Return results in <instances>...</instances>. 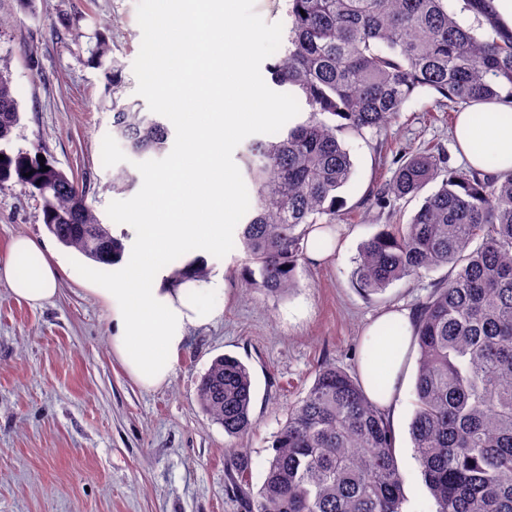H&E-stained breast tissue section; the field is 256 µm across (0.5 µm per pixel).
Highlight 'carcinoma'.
<instances>
[{"instance_id":"1","label":"carcinoma","mask_w":512,"mask_h":512,"mask_svg":"<svg viewBox=\"0 0 512 512\" xmlns=\"http://www.w3.org/2000/svg\"><path fill=\"white\" fill-rule=\"evenodd\" d=\"M284 49L266 71L273 85L303 94L306 120L251 140L245 172L258 188L242 219L245 287L285 296L307 259L312 224L336 222L339 191L354 172L343 134L390 128L422 90L454 103L512 100V34L490 18L478 33L448 0H288ZM109 42L91 48L112 85V131L132 154L159 153L169 129L119 94L122 69ZM20 122L8 67L0 66V189L18 183L41 201L42 224L87 259L114 264L124 247L87 203L86 185L52 163L11 148ZM396 169L365 199L423 197L405 224H383L354 258L351 282L370 296L397 281L448 268L415 309L419 361L410 435L437 512H512V171H444L431 150L397 152ZM48 171H42V167ZM137 177L122 170L112 189ZM203 280L192 260L174 269ZM197 402L231 439L254 427L252 381L238 359L220 355L201 376ZM263 482L250 490L251 458L232 449L234 501L246 512H402L404 476L390 418L360 383L323 363L288 411Z\"/></svg>"}]
</instances>
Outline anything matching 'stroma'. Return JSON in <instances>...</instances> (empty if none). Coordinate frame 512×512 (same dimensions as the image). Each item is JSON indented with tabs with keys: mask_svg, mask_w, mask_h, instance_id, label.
I'll return each mask as SVG.
<instances>
[{
	"mask_svg": "<svg viewBox=\"0 0 512 512\" xmlns=\"http://www.w3.org/2000/svg\"><path fill=\"white\" fill-rule=\"evenodd\" d=\"M163 0H34L0 30V62L7 64L21 121L12 149L38 153L90 184L87 202L107 227L126 223L150 191L148 175L165 173L182 146V132L165 112L155 83L145 78L154 44L147 24ZM286 0H232L231 17L255 34L248 55L249 83L266 99L284 103L241 131L224 149L239 208L250 194L240 159L248 142L278 133L285 112L294 121L304 106L269 81L266 63L282 48L288 25ZM82 33L73 41L71 29ZM106 38L123 65V96L139 101L170 131L162 153L133 156L112 132L102 106L105 78L89 62L97 37ZM442 97L423 91L409 100L387 134L345 136L354 162L343 190L332 260L299 263L297 288L284 297L241 284L245 255L238 226L211 255V276L223 294L205 297L204 308L223 307L216 322L192 330L169 383L141 388L113 356L107 303L97 296L112 285L110 267L64 247L41 221L39 200L20 184L0 189V261L9 242L26 235L47 244L62 265L58 293L40 307L16 298L0 282V512H239L228 489L230 447L247 449L253 487H260L272 442L289 408L328 361L360 374L363 332L381 313L414 309L439 272L399 281L367 297L350 274L360 244L380 225L407 222L419 200L396 199L385 209H365L373 187L389 181L394 166L380 160L382 139L416 152L443 151L447 166L462 168L451 135L455 113L437 111ZM131 168L140 180L129 192L112 189V176ZM238 358L253 380L255 429L233 441L200 409L197 385L220 355ZM419 352L410 349L402 393L390 413L395 458L405 481L403 512H436L409 434Z\"/></svg>",
	"mask_w": 512,
	"mask_h": 512,
	"instance_id": "stroma-1",
	"label": "stroma"
}]
</instances>
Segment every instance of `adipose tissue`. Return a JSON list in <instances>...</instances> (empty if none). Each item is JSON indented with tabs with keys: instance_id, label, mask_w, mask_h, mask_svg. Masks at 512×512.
Returning a JSON list of instances; mask_svg holds the SVG:
<instances>
[{
	"instance_id": "obj_1",
	"label": "adipose tissue",
	"mask_w": 512,
	"mask_h": 512,
	"mask_svg": "<svg viewBox=\"0 0 512 512\" xmlns=\"http://www.w3.org/2000/svg\"><path fill=\"white\" fill-rule=\"evenodd\" d=\"M149 32L161 47L148 77L165 71L163 106L182 127L183 146L167 172L153 180L152 196L139 224L136 247L124 251L111 287L98 294L112 321L109 344L127 373L145 389L172 377L190 332L200 324L202 300L212 288L195 279L172 282L167 253L193 241V257H208L224 241L226 221L236 208L235 186L221 155L237 129L255 118L269 119L276 104L261 113L233 104L248 83L243 65L252 36L234 24L213 0H167ZM222 60L215 76L214 58ZM453 136L461 157L477 170L494 157L499 171L512 170V103L473 102L459 112ZM59 266L44 245L30 237L12 240L0 264V281L27 304L38 306L57 292ZM414 331L406 310L377 316L365 331L360 370L369 398L389 410L402 388V371Z\"/></svg>"
}]
</instances>
